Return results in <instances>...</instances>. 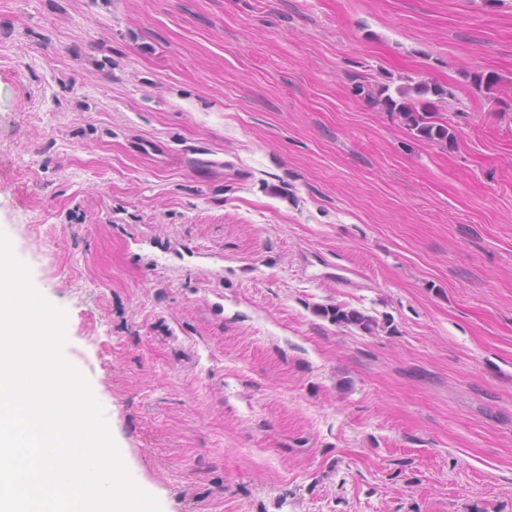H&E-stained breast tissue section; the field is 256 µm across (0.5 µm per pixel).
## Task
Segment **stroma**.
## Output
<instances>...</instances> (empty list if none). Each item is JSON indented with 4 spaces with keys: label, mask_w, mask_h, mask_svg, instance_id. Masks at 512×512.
I'll return each instance as SVG.
<instances>
[{
    "label": "stroma",
    "mask_w": 512,
    "mask_h": 512,
    "mask_svg": "<svg viewBox=\"0 0 512 512\" xmlns=\"http://www.w3.org/2000/svg\"><path fill=\"white\" fill-rule=\"evenodd\" d=\"M0 232L160 512H512V0H0ZM366 95L386 111L397 113L416 139L443 149L456 146V133L439 112L441 103L451 95L443 85L421 82L414 86L396 87L394 93L389 85H385L368 90ZM317 316L328 319L331 323L343 327H355L365 333L372 334L381 325L376 318L368 315L365 311L351 308L344 305H321L315 309Z\"/></svg>",
    "instance_id": "obj_1"
}]
</instances>
